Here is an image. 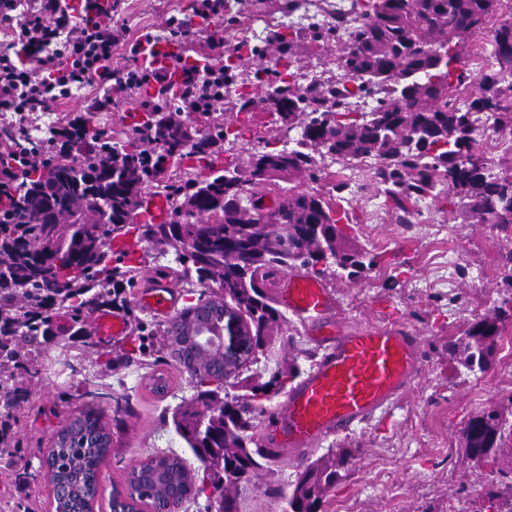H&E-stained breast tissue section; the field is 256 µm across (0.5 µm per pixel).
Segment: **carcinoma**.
<instances>
[{
	"label": "carcinoma",
	"mask_w": 512,
	"mask_h": 512,
	"mask_svg": "<svg viewBox=\"0 0 512 512\" xmlns=\"http://www.w3.org/2000/svg\"><path fill=\"white\" fill-rule=\"evenodd\" d=\"M503 0H352L342 14H355L358 24L342 28H288L277 34L278 67L253 72L249 80L258 94L238 98V112L255 103L277 113L287 130L300 128L295 139L264 146L249 156L248 168L237 160L213 159L212 145L244 131L216 126L193 135L172 112L163 113L164 128L138 123L159 148L144 159L140 139L116 146L111 137L85 125L78 142L94 139L93 153L50 158L36 184L0 212V444L15 423L13 410L27 391L34 359L45 354L43 340L55 335L54 317L63 313L77 326L72 338L91 336L86 318L102 306L118 302L131 313L125 289L115 288L134 266L124 265L129 252L120 238L133 235L174 250L183 280L218 288L199 295L163 329L162 341L137 321L132 342L141 356L170 350L186 319L206 310L229 307L246 323L254 348L262 346L283 315L274 306L266 280L274 270H305L323 278L331 273L353 281L377 265V256L349 246L339 227L348 219L332 199L318 192L291 187L277 205L264 209L254 189L276 180L304 174L323 179L317 157L373 159L379 188L401 211L412 198L431 195L455 199L483 224L512 228V166L503 169L475 149L478 122L496 130H512V17L502 16ZM491 36L494 64L479 77V93L458 105L460 90L474 82L462 61L470 39L486 30L494 16ZM336 41L341 52L336 66L355 82L323 91L296 81L293 63L300 51L320 42ZM379 95L369 112H354L341 100L350 95ZM205 162L203 179L177 181L163 196L164 219L137 221L139 210L157 196L150 184L171 164ZM333 259L336 268L318 267ZM512 318V299L494 313L473 322L464 336L448 343L470 372L484 373L500 336V324ZM196 388L192 407L174 412L172 421L201 461L203 473L216 489H227L246 477L265 453L253 433L254 402L271 390L285 388L300 374L293 365L250 388V393L226 400L222 386L210 376L182 367ZM115 403L112 425L103 422L92 405L77 422L57 432L47 455L50 481L73 488L71 503L56 508L87 506L96 497L100 465L112 451L111 429H121L118 415L129 407L126 397L108 392H77ZM512 423L491 410L472 416L462 430L469 458L494 459ZM353 455H328L305 466L297 476L286 512H319L328 491L349 471ZM0 462L21 466L30 462L18 450L0 447ZM145 474L127 478L133 493H116L111 508L137 512L171 504L181 507L196 491L198 474L178 455L156 453L144 460ZM487 492L491 500L512 502V468Z\"/></svg>",
	"instance_id": "1"
}]
</instances>
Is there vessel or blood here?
Wrapping results in <instances>:
<instances>
[{"label": "vessel or blood", "instance_id": "1", "mask_svg": "<svg viewBox=\"0 0 512 512\" xmlns=\"http://www.w3.org/2000/svg\"><path fill=\"white\" fill-rule=\"evenodd\" d=\"M269 280L276 303L306 326L320 352L263 424L265 443L276 454L298 456L329 436L370 421L421 379L420 338L399 318L351 327L336 318V297L321 281L299 270L276 271ZM180 299L170 278L152 274L137 303L171 318L180 313ZM94 325L104 341L127 331L116 312L97 313Z\"/></svg>", "mask_w": 512, "mask_h": 512}]
</instances>
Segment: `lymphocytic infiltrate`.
I'll use <instances>...</instances> for the list:
<instances>
[{"label":"lymphocytic infiltrate","instance_id":"lymphocytic-infiltrate-1","mask_svg":"<svg viewBox=\"0 0 512 512\" xmlns=\"http://www.w3.org/2000/svg\"><path fill=\"white\" fill-rule=\"evenodd\" d=\"M0 112L12 113L9 130L0 138V209L4 208L42 168L50 155L73 149L74 126L100 111L93 102L77 113H67L50 127L40 146H32L30 126L38 113L70 99L75 90L109 85L140 106L156 105L173 97L175 90H198L200 98L183 100L177 115L224 109V31L209 30L211 52L204 62L178 55L173 68L140 65L144 42L152 33L130 39L122 23L100 16L95 0L81 6L67 0H0ZM180 70L181 85L173 87L172 70Z\"/></svg>","mask_w":512,"mask_h":512}]
</instances>
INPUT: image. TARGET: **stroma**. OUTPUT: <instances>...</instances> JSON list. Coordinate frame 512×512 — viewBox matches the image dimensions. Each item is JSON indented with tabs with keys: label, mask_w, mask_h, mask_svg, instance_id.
<instances>
[{
	"label": "stroma",
	"mask_w": 512,
	"mask_h": 512,
	"mask_svg": "<svg viewBox=\"0 0 512 512\" xmlns=\"http://www.w3.org/2000/svg\"><path fill=\"white\" fill-rule=\"evenodd\" d=\"M193 0H124L120 19L131 34L148 30L162 34L169 17L186 18ZM226 123L246 125L244 140L231 153L247 164L253 142L275 141L283 134L277 114L256 108L237 113L225 106ZM433 223L407 225L398 220L392 203L365 181L359 199L340 201L350 225L346 232L352 246L380 254L379 272L349 281L338 276L325 279L339 303V317L347 324L365 325L401 320L422 338L423 375L415 388L394 401L365 425L327 438L307 456L264 459L247 480L232 490L238 512H284L295 480L309 461L343 451L355 460L346 477L324 499L321 512H491L485 494L500 465L512 461V437L496 460L474 463L464 453L461 431L482 411H512V320L498 340L487 372L470 373L448 352L450 339L463 335L474 321L512 297L504 281L502 257L512 251V232L504 233L466 217L440 198H428ZM449 236L448 257L457 271L451 283L435 287L437 253L432 246L436 229ZM132 265L139 269L127 288L135 298L145 274L156 266H174V253H162L150 242L128 238ZM61 330L45 344L47 356L39 374L15 409V441L30 461L31 478L0 469V512H55L53 487L40 462L51 446V434L84 408L75 399L73 385L103 389L131 401L134 411L114 436L112 452L100 466V493L94 512H111L115 491L124 490L132 465L157 452H174L195 473L201 462L177 433L171 416L192 401L195 390L185 372L171 359L122 363L104 370L82 342L71 341L70 319L59 316ZM318 355L305 327L285 318L255 350L238 377L228 378L227 396L242 394L244 386L267 382L271 375L299 365L309 371ZM278 488L271 496L269 488Z\"/></svg>",
	"instance_id": "35a3bbf8"
}]
</instances>
